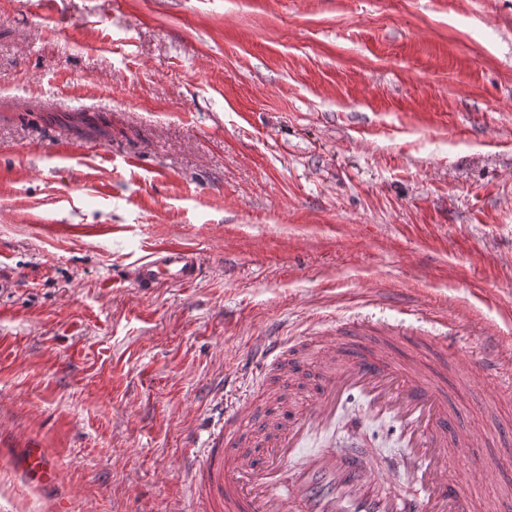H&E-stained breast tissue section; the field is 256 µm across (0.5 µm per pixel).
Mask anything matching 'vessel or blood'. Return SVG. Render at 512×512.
Here are the masks:
<instances>
[{
  "instance_id": "1",
  "label": "vessel or blood",
  "mask_w": 512,
  "mask_h": 512,
  "mask_svg": "<svg viewBox=\"0 0 512 512\" xmlns=\"http://www.w3.org/2000/svg\"><path fill=\"white\" fill-rule=\"evenodd\" d=\"M200 274L195 252L163 246L137 266L135 278L147 293L163 282L193 284ZM343 330L259 338L254 358L261 369L273 372L281 389L302 386L309 400L282 405L275 416L251 397L225 408L223 429L194 460L196 512H472L448 455L481 446L482 437L456 425L444 391L422 378L420 358L398 363L385 346L365 343V323ZM480 369L511 379L512 353L484 352ZM354 396L403 427L410 467L402 489L380 491L384 475L373 474L357 454L312 450L313 437L335 427ZM24 472L46 486L56 480L41 448L28 449Z\"/></svg>"
}]
</instances>
